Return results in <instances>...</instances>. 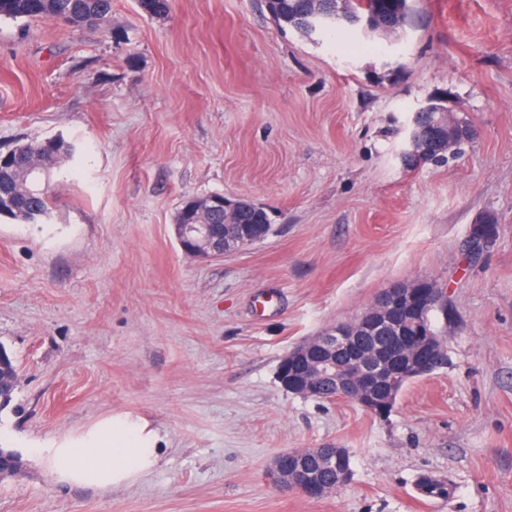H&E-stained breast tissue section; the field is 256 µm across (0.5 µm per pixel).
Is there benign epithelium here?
Returning <instances> with one entry per match:
<instances>
[{"label": "benign epithelium", "instance_id": "obj_1", "mask_svg": "<svg viewBox=\"0 0 512 512\" xmlns=\"http://www.w3.org/2000/svg\"><path fill=\"white\" fill-rule=\"evenodd\" d=\"M208 228L174 225L182 251L208 260L255 243L250 234L237 232L229 245L212 237ZM431 297L422 281L390 285L355 322L336 324L289 350L278 364L280 384L296 396L319 399L320 381L327 379L336 397L353 400L371 414H386L396 387L446 364L445 345L422 322ZM345 456L343 448L289 450L274 457L272 470L280 487L317 499L351 481L352 469L342 466ZM325 469L336 471V486L324 483ZM18 472V457L0 448V475Z\"/></svg>", "mask_w": 512, "mask_h": 512}]
</instances>
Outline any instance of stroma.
<instances>
[{
	"mask_svg": "<svg viewBox=\"0 0 512 512\" xmlns=\"http://www.w3.org/2000/svg\"><path fill=\"white\" fill-rule=\"evenodd\" d=\"M400 37L310 39L263 0H112L108 28L0 18V152L74 145L44 224L0 220V512H512V0H416ZM474 130L408 166L431 99ZM267 209L260 242L202 260L177 245L189 196ZM484 215L498 235L471 255ZM443 290L448 364L391 412L302 398L283 355L396 282ZM121 415L160 459L112 489L55 482L33 449ZM346 448L353 477L280 489V452ZM454 488L420 493L421 479ZM0 370L1 374L3 375H1L2 382L0 390V396L2 398L0 411H2L12 401L14 392L17 387L18 373L13 362H11L10 365H4V367H2Z\"/></svg>",
	"mask_w": 512,
	"mask_h": 512,
	"instance_id": "obj_1",
	"label": "stroma"
}]
</instances>
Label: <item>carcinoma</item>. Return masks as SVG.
Returning <instances> with one entry per match:
<instances>
[{
	"label": "carcinoma",
	"mask_w": 512,
	"mask_h": 512,
	"mask_svg": "<svg viewBox=\"0 0 512 512\" xmlns=\"http://www.w3.org/2000/svg\"><path fill=\"white\" fill-rule=\"evenodd\" d=\"M273 18L303 35H309L307 22L320 12L340 16L337 25L354 16L370 19V32L393 35L411 25L413 5L411 0H387L385 15H373V0H265ZM140 8L150 16L161 17L169 10V0H139ZM36 20L65 18L74 24L106 27L112 17V0H0V18ZM447 101L433 99L421 118L420 140L423 159L428 160L448 152L449 145L437 140V129L448 119ZM72 145L60 138H33L10 149L9 158L0 164V215L22 224L35 223L52 212L56 197L50 191L52 178L60 173L63 160L70 157ZM198 198L182 202L175 220L182 224L204 222L214 225L216 235L223 231L224 214L202 211L197 208ZM233 223L238 225L264 224L271 230L269 216L261 206L246 205L236 209ZM18 373L15 365L0 368V407L12 401L17 387Z\"/></svg>",
	"instance_id": "obj_1"
}]
</instances>
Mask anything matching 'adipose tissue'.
I'll list each match as a JSON object with an SVG mask.
<instances>
[{
	"instance_id": "obj_1",
	"label": "adipose tissue",
	"mask_w": 512,
	"mask_h": 512,
	"mask_svg": "<svg viewBox=\"0 0 512 512\" xmlns=\"http://www.w3.org/2000/svg\"><path fill=\"white\" fill-rule=\"evenodd\" d=\"M35 454L57 482L102 489L131 483L158 462L153 433L114 418Z\"/></svg>"
}]
</instances>
